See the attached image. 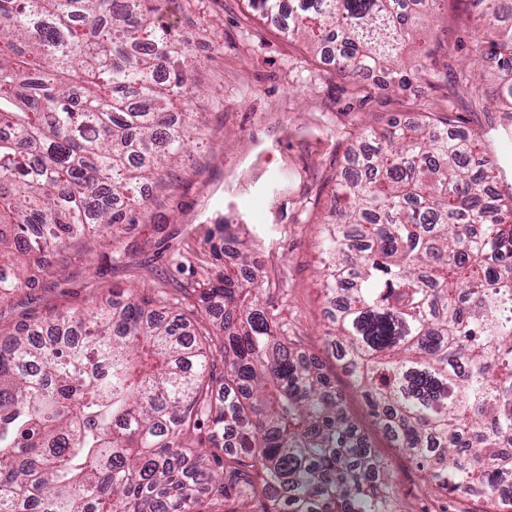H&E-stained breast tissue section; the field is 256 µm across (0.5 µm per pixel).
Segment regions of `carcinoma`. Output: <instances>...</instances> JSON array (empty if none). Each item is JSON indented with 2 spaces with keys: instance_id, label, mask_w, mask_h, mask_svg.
<instances>
[{
  "instance_id": "carcinoma-1",
  "label": "carcinoma",
  "mask_w": 512,
  "mask_h": 512,
  "mask_svg": "<svg viewBox=\"0 0 512 512\" xmlns=\"http://www.w3.org/2000/svg\"><path fill=\"white\" fill-rule=\"evenodd\" d=\"M169 0H0V300L51 277L153 199L189 140L195 60ZM441 0H248L336 74L429 73L400 58ZM472 52L512 112V0H470ZM163 74L162 80L155 75ZM458 87L483 100L463 75ZM321 224L325 343L378 427L441 495L512 510V194L448 115L367 132ZM225 266L197 293L211 329L131 291L0 339V512H406L335 378L262 307L256 259L231 224ZM224 359L214 377L213 353Z\"/></svg>"
}]
</instances>
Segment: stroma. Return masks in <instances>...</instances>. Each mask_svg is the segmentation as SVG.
I'll use <instances>...</instances> for the list:
<instances>
[{
	"label": "stroma",
	"instance_id": "stroma-1",
	"mask_svg": "<svg viewBox=\"0 0 512 512\" xmlns=\"http://www.w3.org/2000/svg\"><path fill=\"white\" fill-rule=\"evenodd\" d=\"M470 13L468 0H445L416 40L436 50L441 74L393 90L369 78H341L323 57L288 39L276 19L253 16L246 0H190L185 10L169 9L168 20L198 62L200 92L187 109L203 115L199 138L165 182L147 188L154 203L124 233L122 256L98 242L61 275L16 289L0 301V333L32 317L92 306L113 289L132 288L192 313L196 299L182 287L212 272L208 240L224 220L254 243L261 301L275 308L284 333L304 337L309 353L335 375L348 413L387 459L409 512H433L434 494L328 354L318 225L362 129L413 122L426 112L460 117L497 160L498 194L512 193V120L474 104L443 72L447 63L461 69L471 58Z\"/></svg>",
	"mask_w": 512,
	"mask_h": 512
}]
</instances>
